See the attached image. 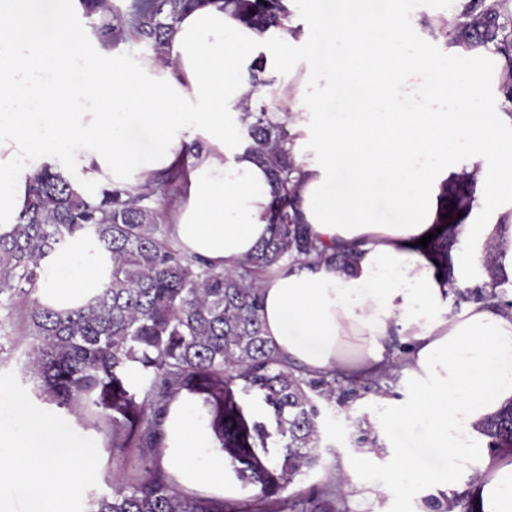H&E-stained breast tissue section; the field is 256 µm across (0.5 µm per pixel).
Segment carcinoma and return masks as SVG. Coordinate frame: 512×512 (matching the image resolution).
Instances as JSON below:
<instances>
[{"label":"carcinoma","instance_id":"carcinoma-1","mask_svg":"<svg viewBox=\"0 0 512 512\" xmlns=\"http://www.w3.org/2000/svg\"><path fill=\"white\" fill-rule=\"evenodd\" d=\"M95 18L94 31L116 46L130 31L156 55L192 0H80ZM507 0H468L470 17L456 40L494 44L512 69V32L501 21ZM249 24L264 29L287 12L285 0H224ZM244 133L273 185L270 234L233 270L185 256L158 223V200L176 193L172 175L120 189L88 191L60 171L44 168L31 178L30 198L12 231L0 235V298L38 292L41 260L80 235H92L112 258L103 291L88 303L57 310L36 297L22 313L29 339L17 387L37 402L64 409L102 435L112 454L139 450V462L109 494L85 492L88 512H245L238 504L180 482L163 467L167 422L185 394L208 414L216 449L243 486L259 490L271 512H342L335 488L306 497L282 493L320 461V403L344 404L356 394L336 377L309 375L282 358L264 336L260 279L288 265L349 254L325 250L291 213L295 206L286 124L265 106L245 110ZM456 207L471 196L452 186ZM448 231L429 245L448 270ZM262 404L265 419L248 415L242 396ZM492 452L512 450V405L482 424Z\"/></svg>","mask_w":512,"mask_h":512}]
</instances>
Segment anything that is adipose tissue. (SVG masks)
<instances>
[{
	"label": "adipose tissue",
	"mask_w": 512,
	"mask_h": 512,
	"mask_svg": "<svg viewBox=\"0 0 512 512\" xmlns=\"http://www.w3.org/2000/svg\"><path fill=\"white\" fill-rule=\"evenodd\" d=\"M278 25L259 30L222 0H197L170 33L163 57L131 56L80 33L79 0L47 18L34 0H0V234L29 199L31 176L63 170L84 187H127L180 172L167 222L179 250L237 267L269 234L272 187L248 150L245 107L266 105L293 138L296 211L329 253L353 249L352 272L323 261L263 280L265 336L314 375L360 381L394 370L401 396L369 399L379 433L422 421L419 454L367 445L356 462L386 453L388 486L366 487L377 512H460L454 494L470 466L474 512H512V453L487 450L482 422L512 404V118L487 105L503 57L495 48L427 55L414 20L380 0H287ZM272 83L256 89L251 75ZM404 86L419 107L393 93ZM336 103L338 112L327 111ZM191 146L183 158V146ZM476 176L486 222L454 224L448 273L420 239L437 228L436 196L449 174ZM491 273L468 278L483 245ZM38 295L59 310L97 296L112 260L91 236L41 263ZM479 287L482 298L456 301ZM402 355L390 363L389 342ZM0 485L29 512H59L62 495L95 476L92 441L0 386ZM194 400L168 420V465L184 483L226 488L222 456ZM441 460L424 468L421 457Z\"/></svg>",
	"instance_id": "ef3b65f1"
}]
</instances>
